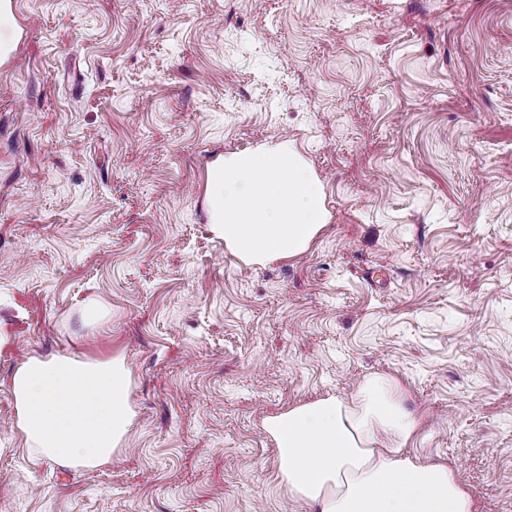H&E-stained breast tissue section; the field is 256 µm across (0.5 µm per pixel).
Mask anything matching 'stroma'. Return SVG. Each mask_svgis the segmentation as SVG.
<instances>
[{
	"mask_svg": "<svg viewBox=\"0 0 512 512\" xmlns=\"http://www.w3.org/2000/svg\"><path fill=\"white\" fill-rule=\"evenodd\" d=\"M14 30L0 512H310L264 424L376 373L418 419L412 453L512 512V0H17ZM284 140L328 221L247 266L211 230L207 170ZM33 354L123 361L112 464L30 455L11 378ZM82 318L87 327L96 329L109 321L110 312L108 307L101 301L90 299L83 306Z\"/></svg>",
	"mask_w": 512,
	"mask_h": 512,
	"instance_id": "35a3bbf8",
	"label": "stroma"
}]
</instances>
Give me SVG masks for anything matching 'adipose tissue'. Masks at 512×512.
Listing matches in <instances>:
<instances>
[{
    "instance_id": "obj_1",
    "label": "adipose tissue",
    "mask_w": 512,
    "mask_h": 512,
    "mask_svg": "<svg viewBox=\"0 0 512 512\" xmlns=\"http://www.w3.org/2000/svg\"><path fill=\"white\" fill-rule=\"evenodd\" d=\"M129 390V372L116 359L27 357L12 376L17 428L35 455L101 468L132 426ZM417 426L399 388L370 375L352 398L291 407L266 429L282 482L310 512H474L452 468L410 454Z\"/></svg>"
}]
</instances>
